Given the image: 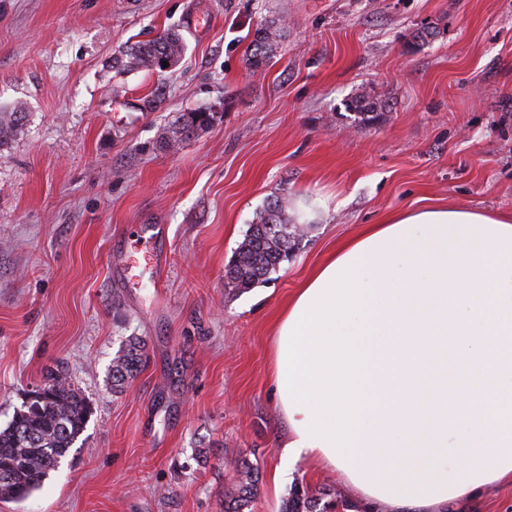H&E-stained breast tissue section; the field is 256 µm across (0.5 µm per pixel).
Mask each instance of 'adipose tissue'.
Listing matches in <instances>:
<instances>
[{
	"mask_svg": "<svg viewBox=\"0 0 512 512\" xmlns=\"http://www.w3.org/2000/svg\"><path fill=\"white\" fill-rule=\"evenodd\" d=\"M283 463L388 512L512 484V218L431 205L339 244L281 309Z\"/></svg>",
	"mask_w": 512,
	"mask_h": 512,
	"instance_id": "adipose-tissue-1",
	"label": "adipose tissue"
}]
</instances>
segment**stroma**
Returning a JSON list of instances; mask_svg holds the SVG:
<instances>
[{"label":"stroma","mask_w":512,"mask_h":512,"mask_svg":"<svg viewBox=\"0 0 512 512\" xmlns=\"http://www.w3.org/2000/svg\"><path fill=\"white\" fill-rule=\"evenodd\" d=\"M285 24L266 70L254 31ZM434 36L413 44L419 28ZM180 30L158 73L115 59ZM388 102L353 126L360 91ZM0 428L47 369L91 416L69 456L0 512H224L233 460L259 470L254 512L294 487L345 493L295 462L272 391L274 323L310 271L366 224L441 203L512 215V0H0ZM217 114L176 148L179 113ZM314 208L295 258L254 288L225 272L272 198ZM142 229L161 264L127 236ZM146 361L126 391L112 360ZM25 113L0 108V147L23 128ZM141 340L132 336L112 360V389L123 392L126 384L134 377L142 363Z\"/></svg>","instance_id":"1"}]
</instances>
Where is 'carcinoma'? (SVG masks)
Instances as JSON below:
<instances>
[{
  "label": "carcinoma",
  "instance_id": "carcinoma-1",
  "mask_svg": "<svg viewBox=\"0 0 512 512\" xmlns=\"http://www.w3.org/2000/svg\"><path fill=\"white\" fill-rule=\"evenodd\" d=\"M285 25L271 20L259 27L246 58L248 69L256 72L268 66L276 56ZM186 44L176 28L148 42H140L126 51V67L159 71L166 60L177 63ZM353 123L362 126L380 119L384 105L367 94L357 95L351 105ZM26 114L0 108V147L23 128ZM215 115L205 109L182 113L169 127L164 143L173 146L198 129L209 126ZM306 236L305 224L286 214L282 199L269 200L256 216L225 273L226 287L247 290L267 280L282 263L300 250ZM141 340L133 336L112 359V390L122 392L141 367ZM46 396L17 411L11 422L0 428V499L24 500L37 490L50 471L61 461L84 432L89 407L81 392L59 372H51L43 384ZM237 482L224 495V512H253L259 471L251 464L235 461ZM380 512L362 509L341 495L322 503L320 494L307 488H294L281 512Z\"/></svg>",
  "mask_w": 512,
  "mask_h": 512
}]
</instances>
